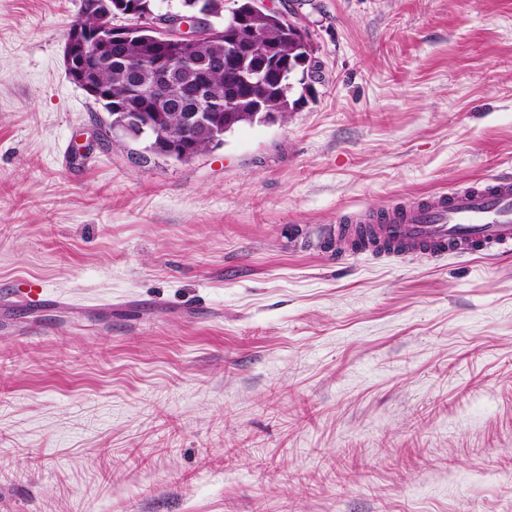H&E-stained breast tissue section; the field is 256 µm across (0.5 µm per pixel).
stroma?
I'll return each mask as SVG.
<instances>
[{
  "label": "stroma",
  "mask_w": 512,
  "mask_h": 512,
  "mask_svg": "<svg viewBox=\"0 0 512 512\" xmlns=\"http://www.w3.org/2000/svg\"><path fill=\"white\" fill-rule=\"evenodd\" d=\"M322 79L186 162L0 0V512H512V254L321 235L512 174V0H293ZM82 157H75L77 145Z\"/></svg>",
  "instance_id": "stroma-1"
}]
</instances>
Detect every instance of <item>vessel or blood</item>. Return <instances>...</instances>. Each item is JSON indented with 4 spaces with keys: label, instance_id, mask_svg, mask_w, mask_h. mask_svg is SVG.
<instances>
[{
    "label": "vessel or blood",
    "instance_id": "vessel-or-blood-1",
    "mask_svg": "<svg viewBox=\"0 0 512 512\" xmlns=\"http://www.w3.org/2000/svg\"><path fill=\"white\" fill-rule=\"evenodd\" d=\"M328 237L337 257L371 252L400 260L484 258L512 251V176L434 193L380 215L351 213Z\"/></svg>",
    "mask_w": 512,
    "mask_h": 512
}]
</instances>
